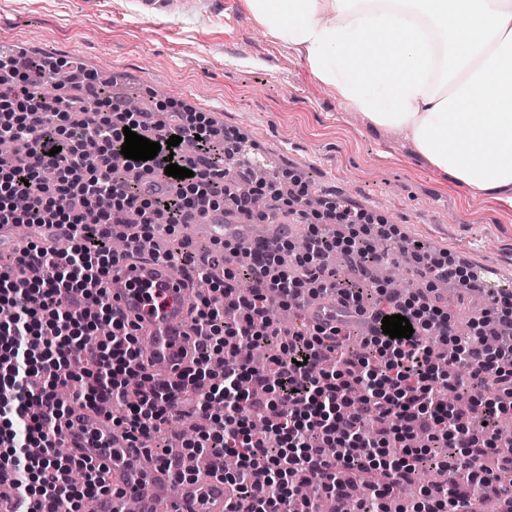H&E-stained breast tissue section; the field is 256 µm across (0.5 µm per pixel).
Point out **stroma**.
Returning <instances> with one entry per match:
<instances>
[{
  "instance_id": "1",
  "label": "stroma",
  "mask_w": 512,
  "mask_h": 512,
  "mask_svg": "<svg viewBox=\"0 0 512 512\" xmlns=\"http://www.w3.org/2000/svg\"><path fill=\"white\" fill-rule=\"evenodd\" d=\"M223 15L191 9L147 23L132 0L85 11L77 0H0V31L35 55L82 57L112 97L135 99L167 123L178 105L238 132L274 175L303 174L310 192L336 193L498 283L512 282V207L449 189L395 134L377 130L317 82L305 58L229 0Z\"/></svg>"
}]
</instances>
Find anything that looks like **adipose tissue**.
<instances>
[{
    "label": "adipose tissue",
    "instance_id": "obj_1",
    "mask_svg": "<svg viewBox=\"0 0 512 512\" xmlns=\"http://www.w3.org/2000/svg\"><path fill=\"white\" fill-rule=\"evenodd\" d=\"M377 129L512 206V0H244Z\"/></svg>",
    "mask_w": 512,
    "mask_h": 512
}]
</instances>
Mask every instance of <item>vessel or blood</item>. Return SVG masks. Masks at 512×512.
Here are the masks:
<instances>
[{"label": "vessel or blood", "instance_id": "vessel-or-blood-1", "mask_svg": "<svg viewBox=\"0 0 512 512\" xmlns=\"http://www.w3.org/2000/svg\"><path fill=\"white\" fill-rule=\"evenodd\" d=\"M144 21L174 14L186 6L221 8V0H134ZM106 298L114 315L134 327L143 342L151 372L177 378L187 367L188 351L196 336L191 309L193 290L186 274L160 262L117 264L106 284ZM75 428L59 436L73 455L88 458L112 475L113 498L97 501L96 512H115V499H136L139 512H158L159 504L173 512H225L222 479L206 475L175 482L153 458L138 452L127 432L100 412L74 416Z\"/></svg>", "mask_w": 512, "mask_h": 512}]
</instances>
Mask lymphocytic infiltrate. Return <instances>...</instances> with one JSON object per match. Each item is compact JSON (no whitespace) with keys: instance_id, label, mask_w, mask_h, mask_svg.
I'll list each match as a JSON object with an SVG mask.
<instances>
[{"instance_id":"lymphocytic-infiltrate-1","label":"lymphocytic infiltrate","mask_w":512,"mask_h":512,"mask_svg":"<svg viewBox=\"0 0 512 512\" xmlns=\"http://www.w3.org/2000/svg\"><path fill=\"white\" fill-rule=\"evenodd\" d=\"M63 65L72 77L55 103L41 92L52 63L0 55V137L29 144L25 155L0 161V172L8 174L0 225L32 229L20 254L0 270V305L14 313L0 324V484L9 485L16 512H57L61 502L66 512H83L86 500L109 494L105 472L58 453L55 444L75 408L95 409L106 401L121 404L115 423L137 441L186 406L211 422L213 473L228 476L236 488L231 512H289L295 504L313 512L314 496L342 497L336 473L359 459L386 475L371 490L370 512H387L394 488L410 482L425 460L413 446L417 436L448 446L447 456L436 462L448 481L422 490L411 512L478 510L484 496L494 493L512 506V491H502L498 480L512 471V447L497 433L499 418L512 412L505 402L512 395V350L488 344L491 329L512 331L511 290L497 289L463 336L430 289L452 280L470 292L481 282L466 267L433 258L423 245H413L412 254L428 292L379 288L370 295L350 287L329 267L328 256L341 251L368 263L382 261L373 240L391 237L392 225L336 196L323 199L318 209L306 208L307 187L288 198L274 178L252 185L248 169L236 177L250 183L249 193H230L211 155L217 134L211 120L175 112L170 124L155 126L150 113L106 96L79 59ZM129 130L160 143L158 156L122 159L117 167L102 162L99 149L119 156ZM173 135L182 143L166 149ZM187 142L195 144L194 152L184 150ZM170 160L191 170V177H166ZM145 174L167 178L169 192L147 188ZM202 197L211 210L229 207L246 224L287 211L309 225L308 247L296 254L291 271L281 263L287 240L236 243L224 254V277L216 281L206 276L210 259L164 253V260L180 259L195 274L200 341L177 379L146 392L140 382L147 372L133 331L91 285L120 262V254L104 245L129 213L141 217L127 232L137 247L153 238L157 225L193 223ZM335 224L349 227V235L332 232ZM244 280L250 284L246 294L239 290ZM325 297L336 304L332 326L284 332L264 316L277 298L291 305ZM367 313L375 327L358 348H348L345 332L357 329V317ZM397 314L409 320L410 338L383 333V318ZM103 324L110 326L109 335H98ZM439 340L455 346L456 358L435 354ZM243 343L275 350L258 369L237 354ZM460 365L466 378L456 375ZM61 386L69 388L71 405L57 403ZM444 386L457 391L458 404L440 398ZM259 409L266 410L270 426L258 434L250 416ZM228 453L238 458L230 474L223 467Z\"/></svg>"}]
</instances>
